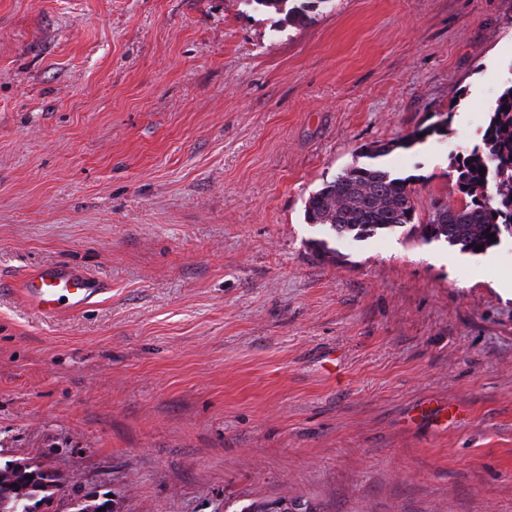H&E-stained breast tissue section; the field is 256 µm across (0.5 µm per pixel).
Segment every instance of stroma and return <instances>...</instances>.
Here are the masks:
<instances>
[{
	"mask_svg": "<svg viewBox=\"0 0 512 512\" xmlns=\"http://www.w3.org/2000/svg\"><path fill=\"white\" fill-rule=\"evenodd\" d=\"M510 85L512 0H0V463L120 512H512V235L304 221L446 116L381 160L426 222ZM52 263L108 293L37 314ZM249 5L272 9L280 13L288 3V20L304 23L309 13L319 8L331 9L335 0H245ZM448 125V119L444 120L443 125L436 124L433 126H426L422 129L417 130L414 134L409 136L406 139H401L398 141H391L389 143L380 144L378 146H375L373 149H371L370 153L366 155L367 157L371 159H376L379 157H384L388 154H390L393 150L396 148H408L412 143H415V141L419 138L420 134H423L425 136L426 134L430 133L433 130L440 131L444 130L445 126Z\"/></svg>",
	"mask_w": 512,
	"mask_h": 512,
	"instance_id": "obj_1",
	"label": "stroma"
}]
</instances>
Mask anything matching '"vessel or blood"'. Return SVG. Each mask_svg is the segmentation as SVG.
Instances as JSON below:
<instances>
[{
  "label": "vessel or blood",
  "mask_w": 512,
  "mask_h": 512,
  "mask_svg": "<svg viewBox=\"0 0 512 512\" xmlns=\"http://www.w3.org/2000/svg\"><path fill=\"white\" fill-rule=\"evenodd\" d=\"M20 287L25 302L45 317L86 308L107 291L103 281L80 268L61 264L42 266L26 276Z\"/></svg>",
  "instance_id": "vessel-or-blood-1"
}]
</instances>
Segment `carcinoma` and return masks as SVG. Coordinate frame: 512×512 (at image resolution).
Masks as SVG:
<instances>
[{"mask_svg":"<svg viewBox=\"0 0 512 512\" xmlns=\"http://www.w3.org/2000/svg\"><path fill=\"white\" fill-rule=\"evenodd\" d=\"M248 4L287 11L288 19L303 23L309 13L330 9L334 0H246ZM443 124L426 126L406 139L380 144L368 157L376 159L397 148H407L419 135L444 129ZM483 148L450 159L460 203H439L424 224L414 223L413 178L395 177L379 164L354 165L310 195L305 204L308 224L327 226L337 234L361 238L377 230L412 225L424 240L442 239L461 251L476 253L495 246L489 235L500 238L512 228V85L498 96L488 114ZM485 172H479L480 168ZM69 477L29 459H15L0 465V512H98L102 501L94 493L74 495L62 502ZM296 498H279L280 512H292ZM306 512H325L320 503L304 499Z\"/></svg>","mask_w":512,"mask_h":512,"instance_id":"1","label":"carcinoma"}]
</instances>
